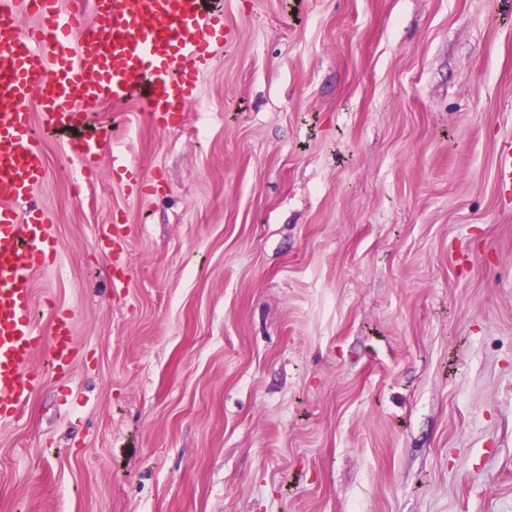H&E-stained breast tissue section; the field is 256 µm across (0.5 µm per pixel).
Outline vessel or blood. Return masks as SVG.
Returning a JSON list of instances; mask_svg holds the SVG:
<instances>
[{
    "mask_svg": "<svg viewBox=\"0 0 512 512\" xmlns=\"http://www.w3.org/2000/svg\"><path fill=\"white\" fill-rule=\"evenodd\" d=\"M0 0V421L18 416L38 383L32 361L51 352V367L68 376L78 356L69 313L54 312L48 334L32 317L30 277L61 253L50 216L20 209L43 183L46 164L34 137L28 103L39 96L46 128L84 127L88 112L139 98L143 117L181 126L201 81L227 40L223 13L203 0ZM112 133L70 143L84 173H93ZM112 169L124 175L131 195L145 193L139 170L121 153ZM497 181L512 188V141L497 156Z\"/></svg>",
    "mask_w": 512,
    "mask_h": 512,
    "instance_id": "b4317fda",
    "label": "vessel or blood"
}]
</instances>
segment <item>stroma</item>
<instances>
[{
	"instance_id": "obj_1",
	"label": "stroma",
	"mask_w": 512,
	"mask_h": 512,
	"mask_svg": "<svg viewBox=\"0 0 512 512\" xmlns=\"http://www.w3.org/2000/svg\"><path fill=\"white\" fill-rule=\"evenodd\" d=\"M211 2L206 111L90 114L151 192L39 137L79 356L0 421V512H512V8ZM497 181L502 188L512 190V141L507 140L499 149L496 168Z\"/></svg>"
}]
</instances>
